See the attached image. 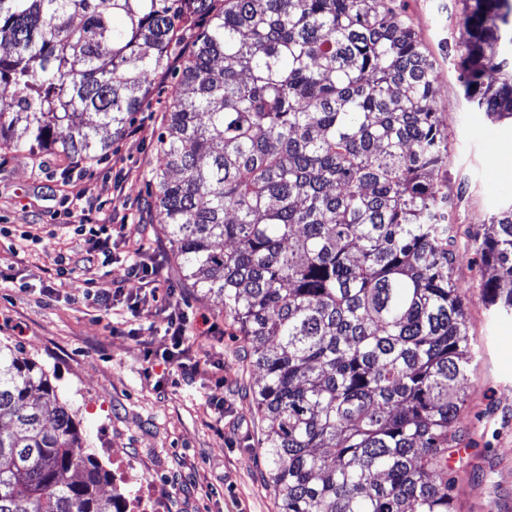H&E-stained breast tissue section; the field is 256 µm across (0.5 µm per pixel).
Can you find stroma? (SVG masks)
Masks as SVG:
<instances>
[{"label": "stroma", "instance_id": "obj_1", "mask_svg": "<svg viewBox=\"0 0 512 512\" xmlns=\"http://www.w3.org/2000/svg\"><path fill=\"white\" fill-rule=\"evenodd\" d=\"M409 23L439 70L436 103L448 127L453 164L444 184L457 201L459 224H484L512 201V122H495L467 102L452 48L465 37L458 0H402ZM176 83L173 73L152 77L147 105L134 118L138 132L114 140L111 153L87 164L80 182L56 154L0 153V345L20 351L47 372L60 402L77 415L90 446L128 500L161 512H280L263 454L266 425L252 391L257 374L231 318L214 299L187 284L150 209L147 178ZM122 193H115V182ZM101 204L96 218L112 227L107 263H87L88 236L75 230L80 192ZM164 267L180 309L224 330L223 341L193 336V377L177 365L148 367L146 353L168 349L163 309L148 298L122 300L112 314L98 311L86 291L126 287L139 245ZM70 260L57 272L58 256ZM485 274L474 247L461 243L453 275L468 291L469 335L478 352L476 388L458 472L457 512H512V318L496 314L478 285ZM224 400L223 412L210 405Z\"/></svg>", "mask_w": 512, "mask_h": 512}]
</instances>
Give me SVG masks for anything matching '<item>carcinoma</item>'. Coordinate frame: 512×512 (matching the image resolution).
<instances>
[{
  "label": "carcinoma",
  "mask_w": 512,
  "mask_h": 512,
  "mask_svg": "<svg viewBox=\"0 0 512 512\" xmlns=\"http://www.w3.org/2000/svg\"><path fill=\"white\" fill-rule=\"evenodd\" d=\"M459 4L465 97L512 120V0ZM200 17L152 203L262 373L281 512H455L474 343L453 264L465 236L512 316V204L457 224L435 63L398 0H0V150L103 159ZM111 479L42 366L0 351V512H123Z\"/></svg>",
  "instance_id": "obj_1"
}]
</instances>
